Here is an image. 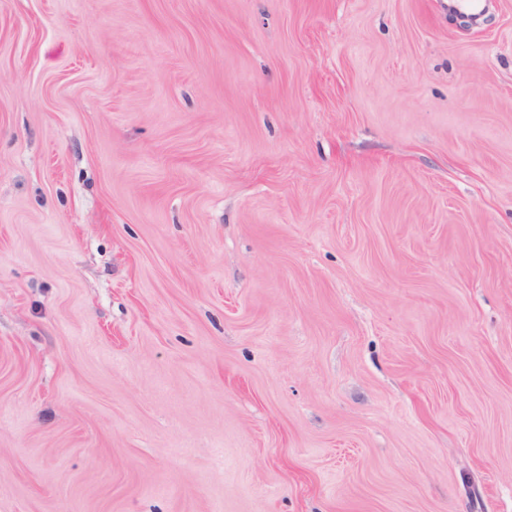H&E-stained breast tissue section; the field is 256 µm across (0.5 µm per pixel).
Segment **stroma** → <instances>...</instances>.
I'll return each instance as SVG.
<instances>
[{
    "instance_id": "stroma-1",
    "label": "stroma",
    "mask_w": 512,
    "mask_h": 512,
    "mask_svg": "<svg viewBox=\"0 0 512 512\" xmlns=\"http://www.w3.org/2000/svg\"><path fill=\"white\" fill-rule=\"evenodd\" d=\"M0 0V512H512V0Z\"/></svg>"
}]
</instances>
